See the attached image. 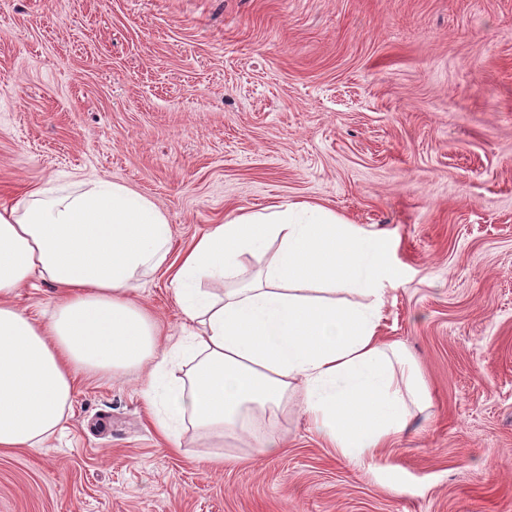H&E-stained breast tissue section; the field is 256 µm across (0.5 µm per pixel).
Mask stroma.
<instances>
[{
	"label": "stroma",
	"mask_w": 512,
	"mask_h": 512,
	"mask_svg": "<svg viewBox=\"0 0 512 512\" xmlns=\"http://www.w3.org/2000/svg\"><path fill=\"white\" fill-rule=\"evenodd\" d=\"M98 177L176 253L282 201L384 233L379 334L431 414L377 472L292 406L279 453L176 452L133 373H80L46 445L0 450V512H512V0H0V201ZM141 300L183 335L166 275Z\"/></svg>",
	"instance_id": "obj_1"
}]
</instances>
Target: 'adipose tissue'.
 I'll return each mask as SVG.
<instances>
[{"mask_svg":"<svg viewBox=\"0 0 512 512\" xmlns=\"http://www.w3.org/2000/svg\"><path fill=\"white\" fill-rule=\"evenodd\" d=\"M172 240L165 213L119 182L0 203V449L40 447L62 424L79 371L145 369V396L166 394L155 419L163 436L178 441L188 424L255 440L261 456L285 439L261 432L259 415L290 402L341 456L373 464L428 408L418 366L379 336L395 283L382 236L288 201L238 209L175 264ZM160 271L188 322L174 342L138 301ZM35 279L55 286L51 317L16 303Z\"/></svg>","mask_w":512,"mask_h":512,"instance_id":"obj_1","label":"adipose tissue"}]
</instances>
